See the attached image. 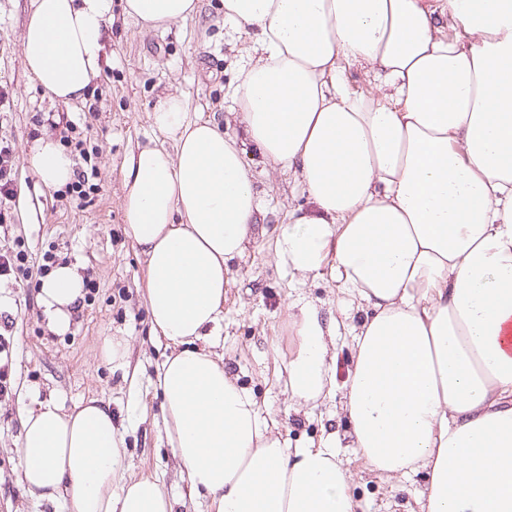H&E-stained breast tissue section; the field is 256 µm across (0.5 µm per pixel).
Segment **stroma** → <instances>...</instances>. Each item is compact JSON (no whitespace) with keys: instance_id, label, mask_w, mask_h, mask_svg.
Here are the masks:
<instances>
[{"instance_id":"1","label":"stroma","mask_w":512,"mask_h":512,"mask_svg":"<svg viewBox=\"0 0 512 512\" xmlns=\"http://www.w3.org/2000/svg\"><path fill=\"white\" fill-rule=\"evenodd\" d=\"M31 0H0V144L13 158L14 194L0 201V249L23 246L34 282L43 277V255L75 266L94 281L91 299L72 313L66 333L50 330L38 305L37 289L14 276L0 278V369L8 392L0 395V512H59L22 488L13 454L19 412L30 396L52 399L65 410L97 398L109 402L124 439L129 472L159 478L178 512H203L204 502L188 498L189 484L168 448L161 418L162 397L151 381L164 359L165 345L150 336L144 302V262L124 234L122 166L130 148L153 140L148 121L158 97L183 95L190 116L223 121L240 62L241 44L224 24L221 0H200L196 14L158 28L128 18L108 25L106 63L84 102L60 104L43 94L26 72L21 37ZM86 142L96 190L91 203L76 207L58 187L44 186L27 152L36 135L63 134ZM262 224H283L292 208L310 209L302 187L288 173L248 150ZM231 282L224 303L219 349L225 365L248 389L290 446L319 444L336 437V453L350 470L349 492L357 512H405L416 506L425 473L379 478L352 446L350 425L332 401L296 405L285 386V367L297 343L292 320L299 300L322 313L340 314L341 293L330 273L317 278L286 274L272 260V241L260 239L230 261ZM127 342L124 366L107 364L105 338Z\"/></svg>"}]
</instances>
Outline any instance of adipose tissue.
Here are the masks:
<instances>
[{
	"mask_svg": "<svg viewBox=\"0 0 512 512\" xmlns=\"http://www.w3.org/2000/svg\"><path fill=\"white\" fill-rule=\"evenodd\" d=\"M246 37L230 88L239 133L160 96L124 167V232L146 265L167 442L209 512H357L328 441L290 447L216 352L227 262L272 237L273 260L330 269L372 310L355 334L341 409L352 445L388 478L424 472L421 512H512V0H221ZM158 27L198 0H123ZM112 0H32L26 70L53 100H84L104 57ZM368 67L354 88L350 66ZM256 148L312 208L259 224L245 156ZM29 162L59 187L73 161L37 139ZM83 280L56 266L39 301L66 331ZM285 385L297 403L334 394L337 319L294 317ZM14 453L20 482L62 512H174L160 481L124 475L109 404L33 400Z\"/></svg>",
	"mask_w": 512,
	"mask_h": 512,
	"instance_id": "obj_1",
	"label": "adipose tissue"
}]
</instances>
